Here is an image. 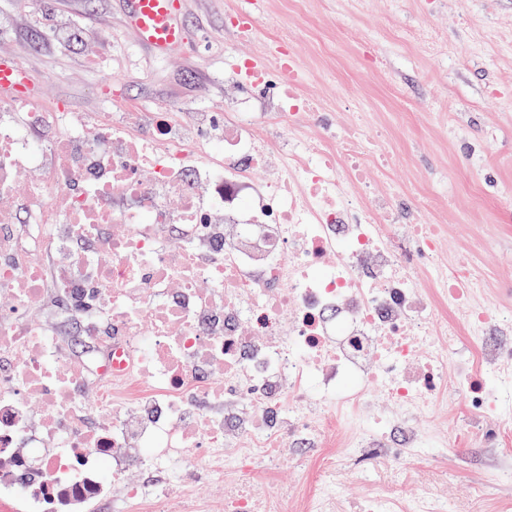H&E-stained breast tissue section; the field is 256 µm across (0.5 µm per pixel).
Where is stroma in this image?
Wrapping results in <instances>:
<instances>
[{"label":"stroma","instance_id":"35a3bbf8","mask_svg":"<svg viewBox=\"0 0 512 512\" xmlns=\"http://www.w3.org/2000/svg\"><path fill=\"white\" fill-rule=\"evenodd\" d=\"M105 29L103 39H61L50 27L27 23L32 12ZM249 13L259 32L241 38L231 22ZM188 41L161 56L140 44L123 24L119 0H0V58L23 64L43 89L40 105L69 112H159L194 117L221 112L252 97L225 78L233 61L271 65V47L287 39L308 79L304 96L340 126L368 101L385 131L389 183L402 187L396 230L444 224L438 260L448 272L460 265L486 282L481 302L512 307V0H185ZM435 30L447 57L403 43L404 30ZM376 33L368 43L367 33ZM95 57L87 67V57ZM447 100L444 112L430 103ZM446 448L414 477L388 483L384 471L361 480L360 466L341 460L336 482L344 499L369 487L392 486L411 499L420 487L447 499L448 512H512V444L456 447L471 429L464 401L448 392L436 418L415 419Z\"/></svg>","mask_w":512,"mask_h":512}]
</instances>
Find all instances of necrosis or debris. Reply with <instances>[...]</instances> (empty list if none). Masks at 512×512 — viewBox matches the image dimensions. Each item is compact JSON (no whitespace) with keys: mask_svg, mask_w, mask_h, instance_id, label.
I'll list each match as a JSON object with an SVG mask.
<instances>
[{"mask_svg":"<svg viewBox=\"0 0 512 512\" xmlns=\"http://www.w3.org/2000/svg\"><path fill=\"white\" fill-rule=\"evenodd\" d=\"M247 68L232 71L270 100L202 113L196 135L179 112L146 134L118 112L0 108V512H75L109 489L132 512H447L429 496L398 507L386 489L342 502L336 456L409 475L435 436L381 441L450 385L494 419L486 446L512 441V346L489 336L512 330V310L474 308L471 273L436 261L444 225H411L416 256L401 246L400 187L365 178L386 163L365 104L307 134L321 107L300 93L303 68L277 83ZM265 112L278 133L254 137ZM273 164L280 176L255 183ZM49 306L89 339L85 357L37 322ZM376 391L389 409L369 417ZM329 434L337 448L308 461L306 483L276 480ZM134 462L164 489L130 485ZM201 471L223 482L217 502L181 495Z\"/></svg>","mask_w":512,"mask_h":512,"instance_id":"necrosis-or-debris-1","label":"necrosis or debris"}]
</instances>
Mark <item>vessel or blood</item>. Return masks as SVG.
Segmentation results:
<instances>
[{
	"mask_svg": "<svg viewBox=\"0 0 512 512\" xmlns=\"http://www.w3.org/2000/svg\"><path fill=\"white\" fill-rule=\"evenodd\" d=\"M125 4L127 26L157 54H170L184 44L182 0H125ZM40 97V87L30 83L21 63L0 59V98L33 103Z\"/></svg>",
	"mask_w": 512,
	"mask_h": 512,
	"instance_id": "b4317fda",
	"label": "vessel or blood"
}]
</instances>
